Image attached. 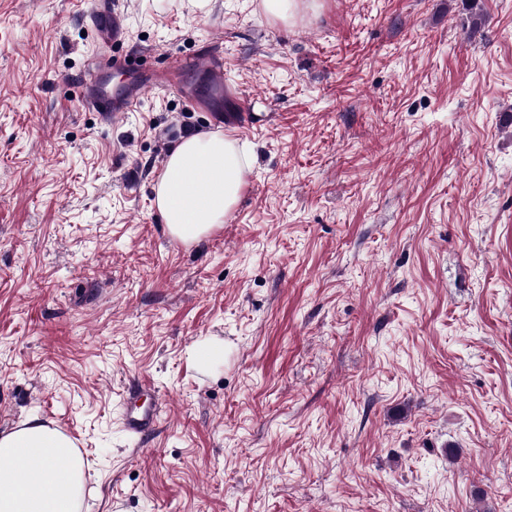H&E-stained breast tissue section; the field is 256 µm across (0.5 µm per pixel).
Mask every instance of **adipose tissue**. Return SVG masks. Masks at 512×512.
<instances>
[{"label":"adipose tissue","mask_w":512,"mask_h":512,"mask_svg":"<svg viewBox=\"0 0 512 512\" xmlns=\"http://www.w3.org/2000/svg\"><path fill=\"white\" fill-rule=\"evenodd\" d=\"M248 172L245 148L229 136L205 134L178 143L155 187L168 233L190 244L223 224ZM83 479L71 442L49 424L30 419L0 434V512H77Z\"/></svg>","instance_id":"obj_1"}]
</instances>
